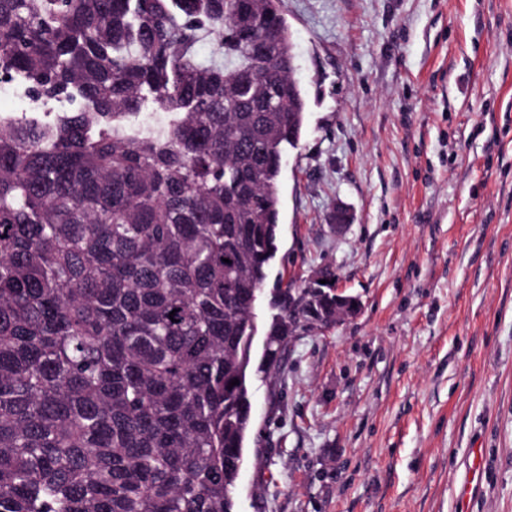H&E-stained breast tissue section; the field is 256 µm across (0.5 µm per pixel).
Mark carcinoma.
I'll return each mask as SVG.
<instances>
[{
    "label": "carcinoma",
    "instance_id": "obj_1",
    "mask_svg": "<svg viewBox=\"0 0 512 512\" xmlns=\"http://www.w3.org/2000/svg\"><path fill=\"white\" fill-rule=\"evenodd\" d=\"M281 4L0 0V76L73 104L0 117V512H235L253 372L338 310L278 279L259 324L310 108Z\"/></svg>",
    "mask_w": 512,
    "mask_h": 512
}]
</instances>
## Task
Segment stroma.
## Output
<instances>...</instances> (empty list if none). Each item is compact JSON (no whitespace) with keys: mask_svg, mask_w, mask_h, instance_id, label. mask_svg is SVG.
Segmentation results:
<instances>
[{"mask_svg":"<svg viewBox=\"0 0 512 512\" xmlns=\"http://www.w3.org/2000/svg\"><path fill=\"white\" fill-rule=\"evenodd\" d=\"M282 8L311 110L274 270L361 311L252 378L237 512H512V0Z\"/></svg>","mask_w":512,"mask_h":512,"instance_id":"stroma-1","label":"stroma"}]
</instances>
